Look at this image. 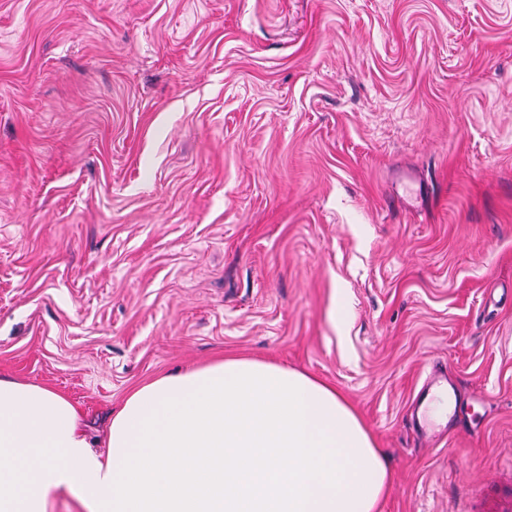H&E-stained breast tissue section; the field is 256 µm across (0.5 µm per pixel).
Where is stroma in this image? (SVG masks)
I'll use <instances>...</instances> for the list:
<instances>
[{
    "mask_svg": "<svg viewBox=\"0 0 512 512\" xmlns=\"http://www.w3.org/2000/svg\"><path fill=\"white\" fill-rule=\"evenodd\" d=\"M228 355L336 387L380 512L512 488V0H0V374L101 440ZM454 406L443 391H435L433 396H427L420 409V415L424 414L429 419L443 420Z\"/></svg>",
    "mask_w": 512,
    "mask_h": 512,
    "instance_id": "1",
    "label": "stroma"
}]
</instances>
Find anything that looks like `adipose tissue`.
Returning <instances> with one entry per match:
<instances>
[{"mask_svg":"<svg viewBox=\"0 0 512 512\" xmlns=\"http://www.w3.org/2000/svg\"><path fill=\"white\" fill-rule=\"evenodd\" d=\"M98 451L65 394L0 376V512H378L388 459L350 403L304 372L215 359L135 389Z\"/></svg>","mask_w":512,"mask_h":512,"instance_id":"1","label":"adipose tissue"}]
</instances>
